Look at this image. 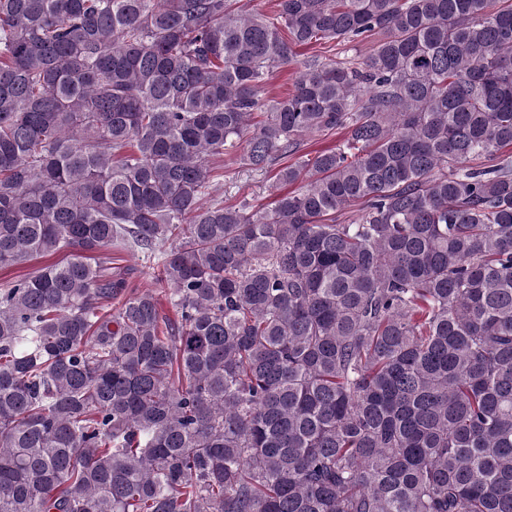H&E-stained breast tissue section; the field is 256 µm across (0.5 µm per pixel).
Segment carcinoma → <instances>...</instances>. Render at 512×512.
<instances>
[{"label":"carcinoma","instance_id":"cac0c4a2","mask_svg":"<svg viewBox=\"0 0 512 512\" xmlns=\"http://www.w3.org/2000/svg\"><path fill=\"white\" fill-rule=\"evenodd\" d=\"M235 2L0 0V512H512V0ZM373 45L372 39L356 40L338 44L337 42L327 44H312L299 50L297 60L280 66L263 82L261 96L265 100H270L291 93L300 62L307 60L310 56H317L322 61L329 60L336 62H360L366 56ZM342 140L341 134L336 135H322L319 133L316 134H310L303 138V143L301 147V151L299 154L290 161V163L295 161H301L310 159L315 156L316 152L334 147L336 144H338ZM244 143L227 146L224 155L219 158L222 176L218 180V194L224 199V205L235 204L247 199L256 206H271L277 197L297 186L281 185L276 179L278 165L263 170H251L240 164ZM224 175V177H223ZM112 272L120 273L138 291L156 290L152 279V264L141 252L117 251L112 248ZM113 267H117L114 269ZM63 254H55L51 256H37L30 260H27L25 263L0 269V284L8 281L18 275L33 273L39 270L40 268L50 265L52 263L58 262L63 259Z\"/></svg>","mask_w":512,"mask_h":512}]
</instances>
